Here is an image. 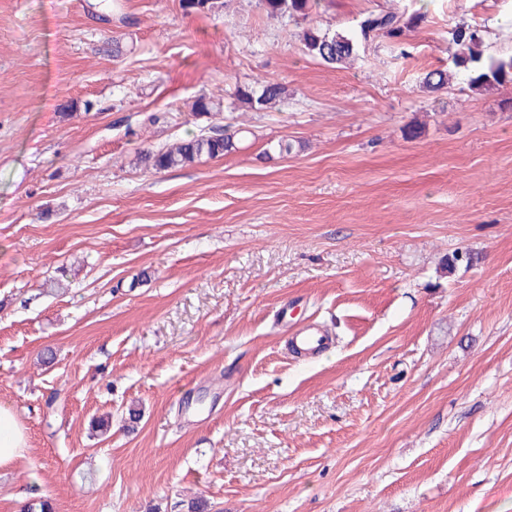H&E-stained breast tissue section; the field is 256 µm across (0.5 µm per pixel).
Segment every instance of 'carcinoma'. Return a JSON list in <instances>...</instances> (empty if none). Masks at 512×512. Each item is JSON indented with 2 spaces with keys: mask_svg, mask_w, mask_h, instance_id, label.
<instances>
[{
  "mask_svg": "<svg viewBox=\"0 0 512 512\" xmlns=\"http://www.w3.org/2000/svg\"><path fill=\"white\" fill-rule=\"evenodd\" d=\"M267 12L305 16L309 13L311 0H261ZM424 15L414 12L410 15L398 12L370 13L360 23L362 38L372 33L383 34L389 38L400 39L412 26H417ZM452 42L456 47L453 56L454 65L470 73V84L474 87H489L512 76V59L499 60L490 65L483 62V40L479 30L462 23L452 33ZM304 51L325 63L341 64L354 57L358 50V41L341 32H323L318 28L308 29L303 36ZM284 94L283 87L277 82H268L259 89L238 87L234 98L239 103L260 109ZM234 136L229 133L200 135L183 141L170 149H158L145 155V160L155 170H166L192 163L204 156L222 157L235 150Z\"/></svg>",
  "mask_w": 512,
  "mask_h": 512,
  "instance_id": "carcinoma-1",
  "label": "carcinoma"
}]
</instances>
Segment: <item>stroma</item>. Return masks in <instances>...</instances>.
Wrapping results in <instances>:
<instances>
[{
  "label": "stroma",
  "mask_w": 512,
  "mask_h": 512,
  "mask_svg": "<svg viewBox=\"0 0 512 512\" xmlns=\"http://www.w3.org/2000/svg\"><path fill=\"white\" fill-rule=\"evenodd\" d=\"M389 11L425 19L303 50ZM462 22L512 56V0H0V512H512V80ZM267 12L287 14L289 16H306L311 7V0H261ZM452 42L456 47L453 62L470 73V84L474 87H489L512 77V59L498 60L486 66L483 62V40L479 30L465 23L460 24L452 33ZM304 51L328 64H341L354 57L358 41L341 32L331 34L318 28L308 29L303 36ZM284 94L283 87L277 82H267L260 89L237 87L233 96L239 103L252 108L262 109L273 100L280 99ZM234 136L229 133L200 135L183 141L175 148L158 149L145 155V160L155 170H166L202 157L218 158L235 150ZM25 429L15 411L0 404V467L12 465L28 452Z\"/></svg>",
  "instance_id": "obj_1"
}]
</instances>
